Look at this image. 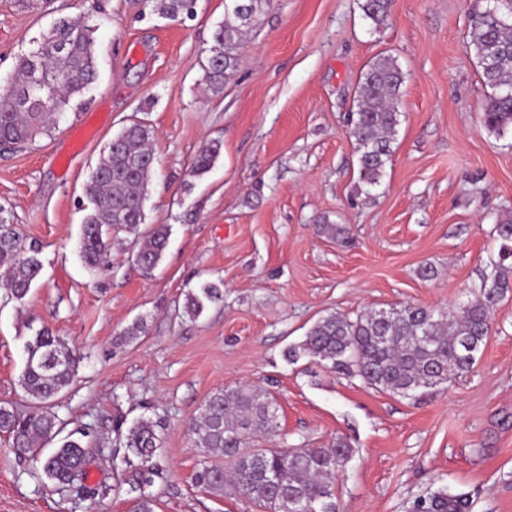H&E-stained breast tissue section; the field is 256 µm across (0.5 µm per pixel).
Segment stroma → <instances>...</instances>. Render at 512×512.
Masks as SVG:
<instances>
[{
  "label": "stroma",
  "mask_w": 512,
  "mask_h": 512,
  "mask_svg": "<svg viewBox=\"0 0 512 512\" xmlns=\"http://www.w3.org/2000/svg\"><path fill=\"white\" fill-rule=\"evenodd\" d=\"M358 3L274 0L215 97L201 78L224 0H197L183 20L146 0H103L100 14L92 0H0L1 84L55 21L81 14L96 28L99 68L84 105L51 135L0 152V216L40 244L43 263L23 301L0 290V401L27 404L26 322L65 339L77 364L55 410L65 431L86 432L99 493L52 482L0 437V512H130L126 474L112 462L119 416L163 421L155 512H256L243 494L197 483L203 453L187 431L211 394L245 383L277 400V446L348 442L340 512H410L438 490L467 494L470 512H512V292L473 370L418 397L284 357L334 311L456 308L492 270L495 224L512 219V134L483 125L487 90L469 45L472 16L494 0H393L378 29ZM382 54L407 79L394 154L366 192L347 115ZM133 117L157 134L146 222L170 225L171 236L152 273L132 261L126 233L111 270L93 271L77 251L85 184ZM210 141L220 156L193 176ZM324 224L346 225L348 243ZM207 281L223 299L189 318L185 296ZM139 320L145 335L125 340Z\"/></svg>",
  "instance_id": "1"
}]
</instances>
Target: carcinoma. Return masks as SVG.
Returning <instances> with one entry per match:
<instances>
[{
  "label": "carcinoma",
  "instance_id": "carcinoma-1",
  "mask_svg": "<svg viewBox=\"0 0 512 512\" xmlns=\"http://www.w3.org/2000/svg\"><path fill=\"white\" fill-rule=\"evenodd\" d=\"M158 14L176 20L191 17L197 0H150ZM224 21L212 34L203 80L214 96L234 78L245 34L259 25L274 0H229ZM392 0H362L365 19L385 25ZM470 43L480 78L490 89L483 109L484 126L500 136L512 131V21L499 8L474 15ZM99 77L93 27L86 21L61 20L21 56L11 80L0 84V149L13 150L50 135L54 117L83 98ZM406 75L390 55L377 57L358 88L356 110L349 114V136L359 153V180L376 186L394 153L400 124L398 102ZM155 129L133 120L112 138L85 186L91 207L85 215L79 241L83 263L93 269L112 268V243L121 232L135 233L132 257L145 271L156 268L170 236L163 224L139 232L145 223V201L155 172L151 143ZM221 144L210 142L195 156L191 172H208ZM501 241L491 274L483 277L475 299L457 313L419 305L393 306L382 318L375 311L352 318L340 312L321 317L304 341L285 352L294 363L306 356L324 367L358 377L381 390L414 396L432 389L441 377L469 372L489 333L493 308L512 290V220L495 224ZM0 285L20 301L39 279V246L26 241L17 227L0 220ZM222 300V291L205 283L186 294L184 313L202 314L209 304ZM25 361L20 386L29 400L21 410L0 401V435L11 440L20 459L39 463L43 474L78 491H86L88 445L81 439H64L44 455L38 445L61 432L62 420L53 402L71 381L76 357L67 343L43 325H28ZM279 406L266 391L252 385L220 390L205 402L190 427L195 447L219 452L229 467L201 462L196 480L213 493H242L263 512H338L336 479L351 455L350 446L336 440L330 448L253 449L259 439L279 432ZM161 421L140 417L132 422L113 420L116 445L124 449L119 462L130 473L127 493L133 512H154L148 488L162 470ZM277 473L272 486L267 473ZM464 494L434 492L417 498L411 512H468Z\"/></svg>",
  "mask_w": 512,
  "mask_h": 512
}]
</instances>
